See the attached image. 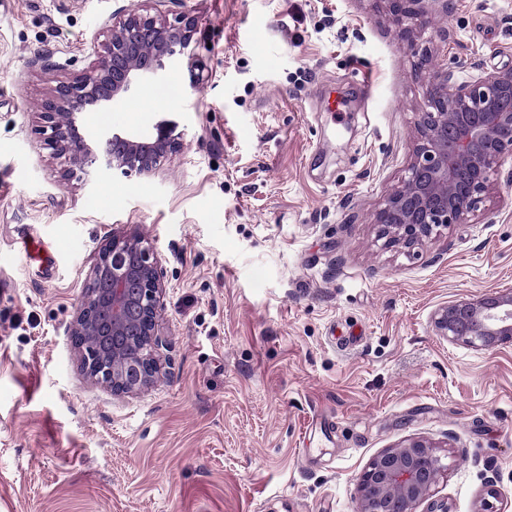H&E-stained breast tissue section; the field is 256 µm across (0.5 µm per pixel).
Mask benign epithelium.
Segmentation results:
<instances>
[{"label": "benign epithelium", "instance_id": "1", "mask_svg": "<svg viewBox=\"0 0 512 512\" xmlns=\"http://www.w3.org/2000/svg\"><path fill=\"white\" fill-rule=\"evenodd\" d=\"M398 25L428 22L437 0H385ZM195 23L171 22L137 4L124 11L99 45L93 66L59 83L38 103L41 133L60 166L62 179L91 183L119 171L150 175L180 148L176 123L161 120L145 133L105 128L89 133L84 114L125 103L145 80L185 54ZM429 67L416 113L413 151L406 174L374 215L386 248L413 249L452 224H465L494 185L512 154V65L476 79L460 80L438 59ZM165 286L159 262L144 238L112 234L96 263L68 326L84 376L112 394L136 395L155 386L169 348L159 333ZM437 335L455 345L493 350L512 344V289L450 300L433 314ZM448 470L439 446L420 438L375 455L357 482V512H448L432 499Z\"/></svg>", "mask_w": 512, "mask_h": 512}]
</instances>
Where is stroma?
<instances>
[{
    "label": "stroma",
    "mask_w": 512,
    "mask_h": 512,
    "mask_svg": "<svg viewBox=\"0 0 512 512\" xmlns=\"http://www.w3.org/2000/svg\"><path fill=\"white\" fill-rule=\"evenodd\" d=\"M132 0H0V512H356L369 461L450 442L451 512L512 504V345L437 336L448 301L512 287V157L470 223L418 253L373 216L411 159L425 48L512 65V0H437L416 43L383 0H148L196 23L156 174L63 185L36 102L88 70ZM148 240L170 373L83 376L67 334L103 240ZM80 237L81 259L53 252ZM329 427H321V420Z\"/></svg>",
    "instance_id": "1"
}]
</instances>
